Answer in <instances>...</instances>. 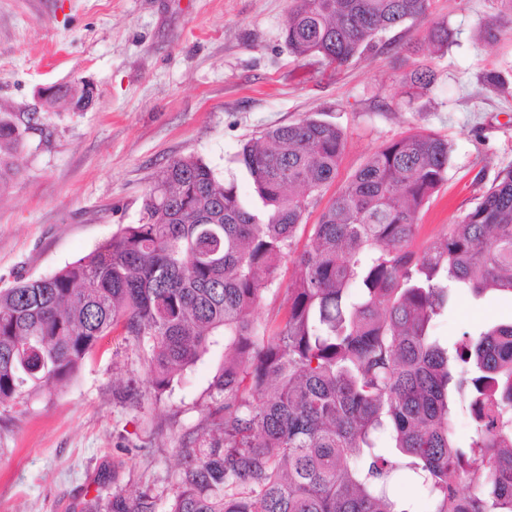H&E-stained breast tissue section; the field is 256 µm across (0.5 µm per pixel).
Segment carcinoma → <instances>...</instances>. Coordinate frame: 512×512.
<instances>
[{
  "instance_id": "carcinoma-1",
  "label": "carcinoma",
  "mask_w": 512,
  "mask_h": 512,
  "mask_svg": "<svg viewBox=\"0 0 512 512\" xmlns=\"http://www.w3.org/2000/svg\"><path fill=\"white\" fill-rule=\"evenodd\" d=\"M431 0H290L285 41L297 59L339 71L386 34L428 17ZM432 53L448 52L446 19ZM435 74L402 83L409 104ZM482 86L507 93L500 71ZM34 114L0 112V191ZM344 131L308 116L244 143L235 162L260 205L201 159H171L142 217L79 260L0 288V406L64 384L119 329L143 350L160 393L224 334V368L199 444H184L165 512H512V321L451 347L429 335L451 291L512 294V168L474 207L414 249L421 212L443 182L448 141L416 131L373 152L313 225L297 233L338 172ZM291 260L285 309L250 319ZM475 423L451 429L457 404ZM468 481L463 495L457 484ZM87 512H157L156 497L115 491Z\"/></svg>"
}]
</instances>
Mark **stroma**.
Instances as JSON below:
<instances>
[{
	"mask_svg": "<svg viewBox=\"0 0 512 512\" xmlns=\"http://www.w3.org/2000/svg\"><path fill=\"white\" fill-rule=\"evenodd\" d=\"M289 0H0V106L36 113L39 129L15 156L20 173L0 192V288L52 274L138 223L153 178L195 156L234 178V161L265 129L312 116L347 143L340 180L410 130L452 146L446 181L425 206L420 240L469 210L512 167V94L481 89L512 71V21L496 0H433L452 33L432 57L436 80L414 105L399 96L404 45L428 21L405 24L372 56L338 72L295 59L284 38ZM497 22L495 41L483 38ZM85 82L84 111L48 106L45 88ZM512 321V297L459 291L431 336L455 341ZM224 339L157 394L140 351L105 337L78 375L15 407L0 406V512H84L112 490L149 493L166 507L178 450L197 436L217 397Z\"/></svg>",
	"mask_w": 512,
	"mask_h": 512,
	"instance_id": "1",
	"label": "stroma"
}]
</instances>
